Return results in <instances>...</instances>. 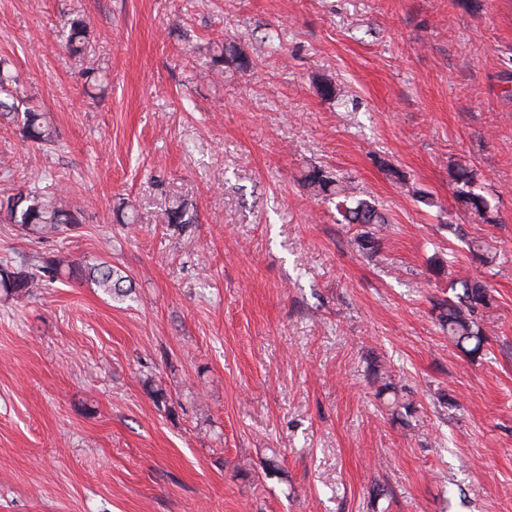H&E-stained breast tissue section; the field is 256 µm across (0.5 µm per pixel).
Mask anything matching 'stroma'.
<instances>
[{
  "instance_id": "stroma-1",
  "label": "stroma",
  "mask_w": 512,
  "mask_h": 512,
  "mask_svg": "<svg viewBox=\"0 0 512 512\" xmlns=\"http://www.w3.org/2000/svg\"><path fill=\"white\" fill-rule=\"evenodd\" d=\"M79 16L92 84L62 39ZM0 57L56 129L0 124V197L59 187L80 219L40 241L0 222V262L105 261L133 287L0 292V512H512V0H0ZM457 160L498 223L453 199ZM313 166L388 215L380 257ZM175 200L196 223L164 222ZM471 276L475 362L432 311ZM468 250L472 257L483 267L490 268L499 263L500 255L485 242L471 239L467 242ZM400 392L396 389L395 386L391 382H384L377 393V396H385L387 401V407L392 412L393 415L404 417L408 415H412L415 411V407L413 406V403L405 400L404 396L401 397L398 396ZM404 411V414L400 410Z\"/></svg>"
}]
</instances>
